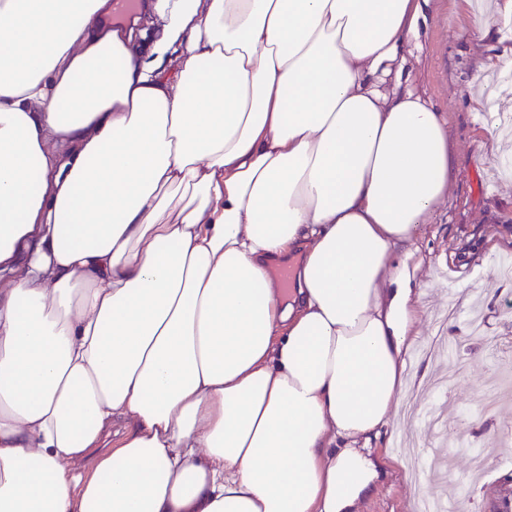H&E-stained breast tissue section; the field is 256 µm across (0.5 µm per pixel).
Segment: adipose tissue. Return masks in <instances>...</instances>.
<instances>
[{"label": "adipose tissue", "mask_w": 512, "mask_h": 512, "mask_svg": "<svg viewBox=\"0 0 512 512\" xmlns=\"http://www.w3.org/2000/svg\"><path fill=\"white\" fill-rule=\"evenodd\" d=\"M111 14L0 0V512H355L448 194L421 0ZM460 36L502 142L512 46Z\"/></svg>", "instance_id": "obj_1"}]
</instances>
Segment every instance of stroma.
<instances>
[{"instance_id": "1", "label": "stroma", "mask_w": 512, "mask_h": 512, "mask_svg": "<svg viewBox=\"0 0 512 512\" xmlns=\"http://www.w3.org/2000/svg\"><path fill=\"white\" fill-rule=\"evenodd\" d=\"M475 10L476 0H428L427 27L406 63L418 89L444 115L452 160L448 198L422 225L416 241L413 261L425 297L417 345L407 358L415 366V392L397 409L421 437L423 467L441 438H448V457L462 469L474 451L499 441L506 426H512V405L487 413L481 409L486 384L512 366V278L484 266L486 254L498 260L512 256V149L495 146L475 121L476 103L466 93L471 74L489 54L487 45L458 37ZM477 300L483 330L474 335L468 313ZM451 332L460 342L462 368L447 388L437 389L430 376L439 366L420 349ZM394 439L390 431L374 442L391 476L360 504V512H413L417 486L405 475ZM494 458L495 468L478 486L458 489L460 506L472 512H512V443L501 444Z\"/></svg>"}]
</instances>
